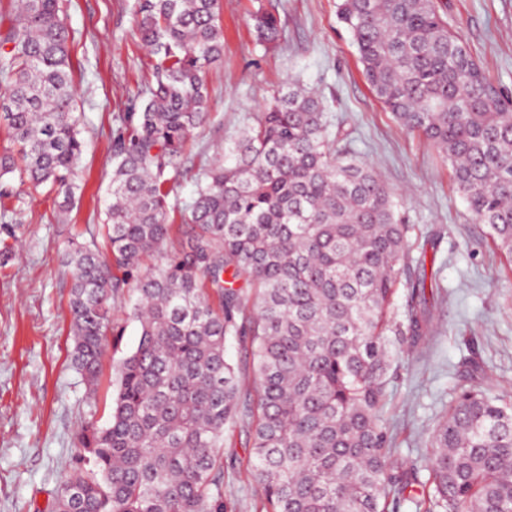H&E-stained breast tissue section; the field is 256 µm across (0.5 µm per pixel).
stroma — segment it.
<instances>
[{
	"label": "stroma",
	"instance_id": "obj_1",
	"mask_svg": "<svg viewBox=\"0 0 512 512\" xmlns=\"http://www.w3.org/2000/svg\"><path fill=\"white\" fill-rule=\"evenodd\" d=\"M133 0H64L74 32L69 54L82 113L81 180L69 209L48 189L0 179L18 201L0 215V512H45L73 454L86 415L85 386L71 366L68 265L73 238L91 242L104 220L117 113L141 100L149 56L139 44ZM337 0H221L224 57L204 79L208 112L189 148L171 201L177 224L189 218L197 179L218 144L262 111L288 79L317 88L348 150L374 164L411 227V276L425 280L436 329L389 373L385 416L397 454H431L430 433L454 397L473 385L512 397V261L492 242L457 194L448 163L393 119L370 90L350 34L336 19ZM444 17L472 55L512 92V0H447ZM274 6L282 40L262 44L251 20ZM478 358L482 373L471 370ZM247 432L224 443V512H260L248 474Z\"/></svg>",
	"mask_w": 512,
	"mask_h": 512
}]
</instances>
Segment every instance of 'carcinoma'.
Listing matches in <instances>:
<instances>
[{
	"label": "carcinoma",
	"mask_w": 512,
	"mask_h": 512,
	"mask_svg": "<svg viewBox=\"0 0 512 512\" xmlns=\"http://www.w3.org/2000/svg\"><path fill=\"white\" fill-rule=\"evenodd\" d=\"M150 56L143 98L116 116L101 245L69 255L71 363L87 415L49 512H224V434L248 429L262 512H512V399L461 387L434 452L395 457L389 368L433 326L425 283L390 314L411 251L391 194L290 80L197 184L172 224L170 183L207 112L224 52L219 0H135ZM376 98L448 161L456 192L512 261V93L448 28L438 0H340ZM258 39L279 41L270 10ZM62 0L0 5V178L71 204L82 154ZM140 326L135 348L104 362ZM250 336L253 387L225 353ZM421 489L423 499L409 493ZM114 322L123 327V335L118 350L115 352H113V350L110 351L108 357L106 358L105 372L107 375L110 373V365L112 364L113 359L116 360L120 358L124 353L133 349L137 345L140 337V329L138 324L126 320L121 313L116 315Z\"/></svg>",
	"instance_id": "cac0c4a2"
}]
</instances>
